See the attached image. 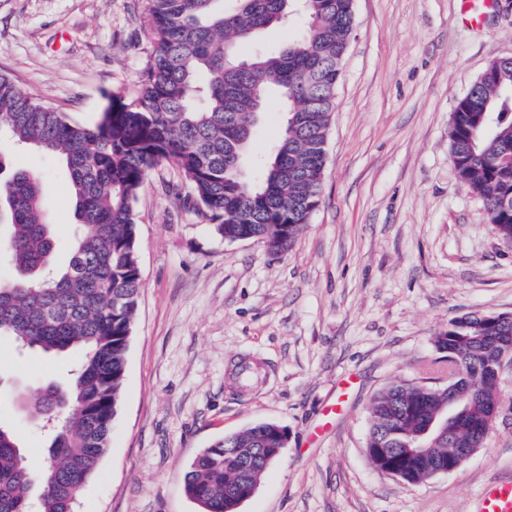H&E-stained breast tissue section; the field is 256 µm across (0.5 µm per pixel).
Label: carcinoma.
<instances>
[{
  "label": "carcinoma",
  "mask_w": 512,
  "mask_h": 512,
  "mask_svg": "<svg viewBox=\"0 0 512 512\" xmlns=\"http://www.w3.org/2000/svg\"><path fill=\"white\" fill-rule=\"evenodd\" d=\"M143 0L155 49L139 96L112 94L95 124L81 126L0 75V338L47 355L81 359L68 385L9 392L26 423L57 418L31 508L33 476L16 430L0 424V512H75L80 492L109 448L125 376L128 335L141 288L135 203L147 174L175 164L200 214L230 240L243 232L275 254L292 247L320 203L326 140L341 61L355 28L353 0ZM298 30L279 47L247 51L271 28ZM285 119L272 151L253 154V131L271 96ZM448 138L457 179L484 204L488 223L512 241V57L488 63L451 114ZM33 146L67 170L77 234L69 260L49 218L41 177L15 166V148ZM487 336H512V321L491 329L483 315L448 321L435 347L455 361L468 412L448 424L430 458L448 461L470 441L488 404L504 397L488 373L501 349ZM448 397L394 383L370 407L367 447L403 448ZM278 425L260 422L204 449L184 476L201 512H239L241 492L273 464ZM407 483L425 462L401 461Z\"/></svg>",
  "instance_id": "1"
}]
</instances>
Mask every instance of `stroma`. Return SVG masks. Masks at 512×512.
Listing matches in <instances>:
<instances>
[{
  "label": "stroma",
  "instance_id": "1",
  "mask_svg": "<svg viewBox=\"0 0 512 512\" xmlns=\"http://www.w3.org/2000/svg\"><path fill=\"white\" fill-rule=\"evenodd\" d=\"M327 138L321 201L287 252L228 242L195 207L178 168L153 169L135 204L139 307L111 445L76 512H199L190 462L257 422L288 444L240 512H471L512 479V400L458 469L408 485L377 470L366 443L373 397L437 386L434 340L471 312L512 313V242L456 178L448 126L494 59L512 56V0L480 24L458 0H354ZM153 51L142 0H0V74L79 124L112 93L135 99ZM45 180L63 247L75 234L64 166L15 156ZM77 355L18 353L0 340V380L66 384ZM341 402L326 419L324 409ZM13 426L33 473L47 439Z\"/></svg>",
  "mask_w": 512,
  "mask_h": 512
}]
</instances>
